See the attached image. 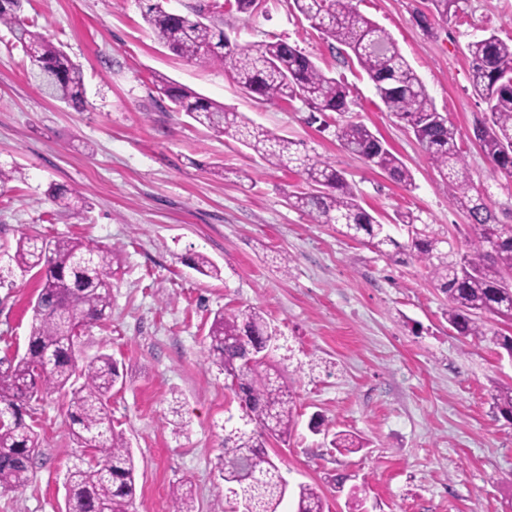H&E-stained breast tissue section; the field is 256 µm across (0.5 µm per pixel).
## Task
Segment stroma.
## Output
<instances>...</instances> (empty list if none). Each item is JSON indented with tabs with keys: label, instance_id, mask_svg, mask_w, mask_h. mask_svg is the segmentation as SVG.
<instances>
[{
	"label": "stroma",
	"instance_id": "35a3bbf8",
	"mask_svg": "<svg viewBox=\"0 0 512 512\" xmlns=\"http://www.w3.org/2000/svg\"><path fill=\"white\" fill-rule=\"evenodd\" d=\"M144 0H27L22 19L61 46L84 77L81 106L46 96L30 80L28 53L0 27V166L22 176L0 187V246L21 234L80 238L114 249L112 313L83 333L79 357L105 351L122 377L112 392V423L131 443L137 466L132 512H169L173 485L191 482L198 512L223 501L244 512L219 477L222 425L240 415L222 371L207 360L217 310L259 308L281 333L272 359L290 377L298 424L287 441L269 440L289 491L321 489L331 512H512V423L496 419L489 389L512 382V359L486 342L449 330L448 299L421 263L379 257L333 224H312L288 206L302 186L291 170L269 167L236 140L174 112L153 77L162 74L247 119L304 142L342 169L361 205L392 224L411 210L461 246L468 219L413 134L385 112L372 82L339 55L293 7L263 0L258 13L218 9L211 20L239 44L283 39L347 83L354 121L377 131L411 170L406 191L346 152L330 132L306 122L301 101L260 103L222 66L170 52L146 24ZM385 28L426 86L438 112L469 133L486 109L471 93L469 41L512 38V0H466L459 16L414 22L430 0H359ZM468 175L487 190L500 220L512 224V177L493 170L464 141ZM223 164V177L212 173ZM250 177L239 180V170ZM77 208L59 212L50 186ZM290 255L288 272L272 264ZM202 253L222 270L202 276ZM37 278L0 280V360L23 354ZM179 399L185 431L169 422ZM41 447L27 486L0 492V512H62L66 473L83 450L68 435L64 399L35 402ZM323 415L330 431L366 443L344 456L308 427Z\"/></svg>",
	"mask_w": 512,
	"mask_h": 512
}]
</instances>
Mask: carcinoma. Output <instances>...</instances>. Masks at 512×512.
Listing matches in <instances>:
<instances>
[{
    "label": "carcinoma",
    "mask_w": 512,
    "mask_h": 512,
    "mask_svg": "<svg viewBox=\"0 0 512 512\" xmlns=\"http://www.w3.org/2000/svg\"><path fill=\"white\" fill-rule=\"evenodd\" d=\"M22 0H0V25L29 49V75L48 96L73 105L85 94L83 75L67 54L18 16ZM148 2L144 19L157 38L175 55L199 65L218 63L239 87L258 101L300 100L310 108L309 124L332 130L347 151L369 167L386 174L410 191L412 172L381 135L351 119L354 104L347 85L326 74L308 55L287 41L240 46L224 31L204 22L205 6L192 15L171 12L160 0ZM358 0H294V6L326 39L351 53L374 85L391 116L412 131L429 162L447 185L452 204L469 217L466 248L454 249L433 232L421 216L407 210L394 223L408 228V238H395L389 225L378 221L358 202L343 172L301 143L237 112L156 75V89L196 123L219 135H229L252 150L267 165L294 168L306 187L288 194V205L312 224H339L341 233L361 241L395 263H424L428 275L448 297L444 316L465 339L488 342L512 358V335L497 324L512 326V224L499 222L489 204L464 175L462 133L431 103L427 89L395 41L383 27L357 9ZM446 18L462 11L461 0H430ZM473 94L486 112L475 119L476 144L494 169L512 176V38L491 32L467 44ZM7 257L8 270L39 278L31 306L27 349L0 369V491H16L31 478L40 441L26 423L28 407L45 392L66 398L70 439L91 449V460L67 471L65 512H130L136 498V465L125 435L115 430L108 403L118 378L111 354L79 360L74 329L87 330L107 319L112 310V251L91 241L47 239L22 234ZM198 273L220 276L218 266L204 255L191 258ZM208 360L224 371L240 400L242 415L224 419L221 478L230 492L252 512H328L322 492L299 485L288 510H282L286 482L264 449L267 438L281 441L296 425V403L280 368L264 354L266 342L278 337L276 328L253 306L230 314L217 312L208 330ZM494 414L512 420V383L492 386ZM331 445L340 453L363 448L348 431H337ZM172 512H197L192 485L170 490Z\"/></svg>",
    "instance_id": "1"
}]
</instances>
